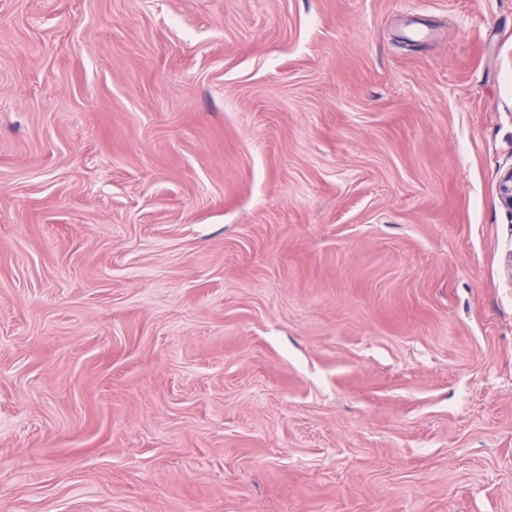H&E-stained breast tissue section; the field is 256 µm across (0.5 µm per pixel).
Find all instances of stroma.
I'll use <instances>...</instances> for the list:
<instances>
[{"instance_id":"35a3bbf8","label":"stroma","mask_w":512,"mask_h":512,"mask_svg":"<svg viewBox=\"0 0 512 512\" xmlns=\"http://www.w3.org/2000/svg\"><path fill=\"white\" fill-rule=\"evenodd\" d=\"M512 0H0V512H512Z\"/></svg>"}]
</instances>
